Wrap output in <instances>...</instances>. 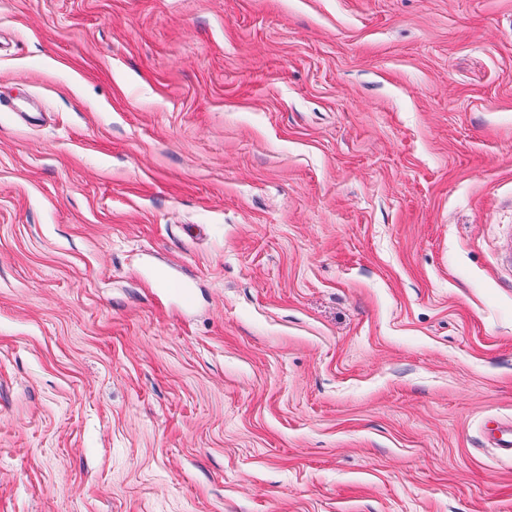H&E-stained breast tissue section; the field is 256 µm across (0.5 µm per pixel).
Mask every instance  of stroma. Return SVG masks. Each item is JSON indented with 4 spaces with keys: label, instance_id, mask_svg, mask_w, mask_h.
<instances>
[{
    "label": "stroma",
    "instance_id": "obj_1",
    "mask_svg": "<svg viewBox=\"0 0 512 512\" xmlns=\"http://www.w3.org/2000/svg\"><path fill=\"white\" fill-rule=\"evenodd\" d=\"M0 512H512V0H0Z\"/></svg>",
    "mask_w": 512,
    "mask_h": 512
}]
</instances>
